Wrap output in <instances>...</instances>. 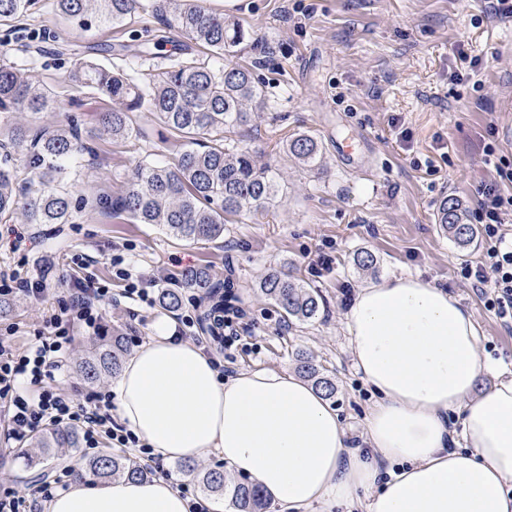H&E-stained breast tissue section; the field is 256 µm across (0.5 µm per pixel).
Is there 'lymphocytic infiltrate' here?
I'll list each match as a JSON object with an SVG mask.
<instances>
[{"label": "lymphocytic infiltrate", "mask_w": 512, "mask_h": 512, "mask_svg": "<svg viewBox=\"0 0 512 512\" xmlns=\"http://www.w3.org/2000/svg\"><path fill=\"white\" fill-rule=\"evenodd\" d=\"M484 155L498 175L496 182L477 192L484 255L478 264L462 265L461 275L487 310L512 330V194L500 187L501 181L512 182V166L494 145H486ZM111 296L108 282L90 276L78 279L58 299L34 343L19 351L0 341V405L7 412L9 439L23 444L47 427L66 425L81 431L85 452L96 451L105 440L114 448H138L141 460L152 461L151 452L139 447L133 433L114 420L111 391H97L86 403L77 404L53 386L70 358L74 328L100 332L106 315L102 302Z\"/></svg>", "instance_id": "1"}]
</instances>
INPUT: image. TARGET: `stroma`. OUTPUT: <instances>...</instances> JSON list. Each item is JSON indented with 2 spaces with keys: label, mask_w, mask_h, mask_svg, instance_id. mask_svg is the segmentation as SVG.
Here are the masks:
<instances>
[{
  "label": "stroma",
  "mask_w": 512,
  "mask_h": 512,
  "mask_svg": "<svg viewBox=\"0 0 512 512\" xmlns=\"http://www.w3.org/2000/svg\"><path fill=\"white\" fill-rule=\"evenodd\" d=\"M51 0H38L22 20L0 25V52L50 91L52 109L35 123L55 127L75 122L88 148L80 175L64 173L74 194L105 198L122 194L142 159L172 164L182 142L147 111L137 113L139 135L113 139L100 130L105 106L98 92L71 82L76 59L93 57L131 70L161 65L173 55L195 51L183 34L144 15L123 27L80 30L54 14ZM212 8L238 21L251 36L236 63L248 67L265 91L250 124L230 142L250 148L280 173L279 195L267 209L229 218L214 242L175 239L148 224L98 208L73 224H31L17 213L0 224V272L43 275L40 300L14 299L0 313V333L13 329L16 348L27 347L66 293L74 274L72 257H83L88 274L112 283L106 324L120 327L135 347L145 345L163 305L147 307L124 298L111 260L123 257L134 271L174 275L206 269L213 280L233 279L247 310L238 339L225 345L202 325L192 329L195 346L213 358L222 376L265 368L296 373L300 357L312 359L336 384L330 403L353 448L365 445V417L375 401L354 366L345 313L357 290L403 275H418L444 288L475 315L480 353L495 370L481 375L476 393L512 380V332H506L459 275L476 264L483 243L457 247L437 224L442 200L462 203L476 223L480 185L496 178L484 163V147L496 143L512 160V111L498 103L512 76V17L495 15L489 0H210ZM477 59L461 64L456 47ZM462 72L463 81L452 80ZM307 133L317 138L321 163L310 169L284 150ZM356 144L353 156L339 142ZM433 161L427 171L425 161ZM331 270L317 271L322 250ZM371 252L374 269L359 270L357 252ZM287 265L300 283L316 288L325 305L315 319L287 323L260 292L267 268ZM28 445L8 441L0 416V486L38 484L39 471L25 459Z\"/></svg>",
  "instance_id": "stroma-1"
}]
</instances>
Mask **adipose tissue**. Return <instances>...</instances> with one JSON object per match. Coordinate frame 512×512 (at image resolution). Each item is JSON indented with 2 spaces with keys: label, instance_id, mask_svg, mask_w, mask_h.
Listing matches in <instances>:
<instances>
[{
  "label": "adipose tissue",
  "instance_id": "ef3b65f1",
  "mask_svg": "<svg viewBox=\"0 0 512 512\" xmlns=\"http://www.w3.org/2000/svg\"><path fill=\"white\" fill-rule=\"evenodd\" d=\"M355 365L376 400L367 447L301 378L269 369L225 380L159 319L113 387L120 420L166 461L215 456L282 512L316 504L366 512H512V380L473 396L492 372L471 311L420 276L360 288L345 315ZM458 412L460 426H448ZM47 512H191L175 478L75 479Z\"/></svg>",
  "mask_w": 512,
  "mask_h": 512
}]
</instances>
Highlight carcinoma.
<instances>
[{
    "instance_id": "carcinoma-1",
    "label": "carcinoma",
    "mask_w": 512,
    "mask_h": 512,
    "mask_svg": "<svg viewBox=\"0 0 512 512\" xmlns=\"http://www.w3.org/2000/svg\"><path fill=\"white\" fill-rule=\"evenodd\" d=\"M36 0H0V22L8 24L27 14ZM55 14L88 26L99 23L121 26L139 15L159 18L165 27L177 28L214 58H233L240 51L245 32L238 22L202 5L198 0H53ZM71 80L92 87L119 104L100 114L103 130L116 139L137 133L133 114L153 113L182 140V151L170 167L139 162L129 179L125 194L112 201L83 200V207L99 203L114 214H126L136 224H154L166 234L188 242H214L224 237V222L243 211L265 209L278 194L277 177L269 164H260L246 148L228 147L224 133L248 124L252 106L264 91L251 72L238 64L222 67L185 52L161 67L136 75L114 70L97 60H81L70 72ZM52 106L50 92L32 75L14 64L0 62V112H24L30 116ZM26 148L23 167L26 178L17 182V169L7 155L0 162V223L10 224L20 208L32 224H72L80 206L72 204L70 193L58 184L66 164L82 168L80 157L87 147L78 128L60 125L36 129L28 121L0 124V142ZM302 164L313 167L321 158L318 140L300 134L286 145ZM437 221L460 247L477 241L478 228L465 220L461 205L444 199ZM177 287L167 288L162 300L170 309L181 304L180 289L195 290L207 302L203 320L213 324L224 309L243 303L235 286L215 283L202 269L185 271L176 277ZM261 293L281 311L283 318L306 322L315 318L321 296L300 284L282 266H271L259 282ZM127 343L122 334H104L80 358L77 368L85 382L95 384L118 373ZM300 372L313 380L325 395L335 393L330 378L309 360ZM81 446L76 427H49L34 439L40 454L30 460L46 474L61 460L62 453ZM81 478L100 481L144 480L150 471L125 454L100 453L77 464ZM209 492L230 496L237 512H267L268 503L255 485L227 484L224 472L212 469L201 478Z\"/></svg>"
}]
</instances>
